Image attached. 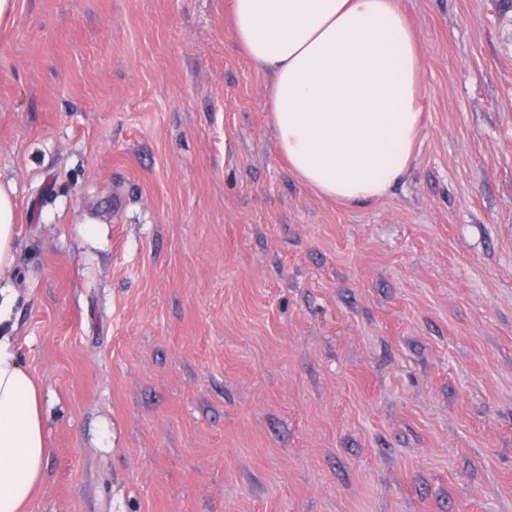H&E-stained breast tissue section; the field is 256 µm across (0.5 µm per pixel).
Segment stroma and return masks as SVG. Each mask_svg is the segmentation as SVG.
Here are the masks:
<instances>
[{
    "label": "stroma",
    "instance_id": "stroma-1",
    "mask_svg": "<svg viewBox=\"0 0 512 512\" xmlns=\"http://www.w3.org/2000/svg\"><path fill=\"white\" fill-rule=\"evenodd\" d=\"M398 2L425 124L351 204L290 171L228 0L0 20L27 512H512V0Z\"/></svg>",
    "mask_w": 512,
    "mask_h": 512
}]
</instances>
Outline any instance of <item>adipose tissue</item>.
I'll return each mask as SVG.
<instances>
[{"mask_svg":"<svg viewBox=\"0 0 512 512\" xmlns=\"http://www.w3.org/2000/svg\"><path fill=\"white\" fill-rule=\"evenodd\" d=\"M229 32L269 70L271 120L292 172L348 204L384 196L409 170L422 125L418 40L397 0H230ZM16 203L0 191V275L16 259ZM0 297V512H26L48 448L41 389Z\"/></svg>","mask_w":512,"mask_h":512,"instance_id":"ef3b65f1","label":"adipose tissue"}]
</instances>
